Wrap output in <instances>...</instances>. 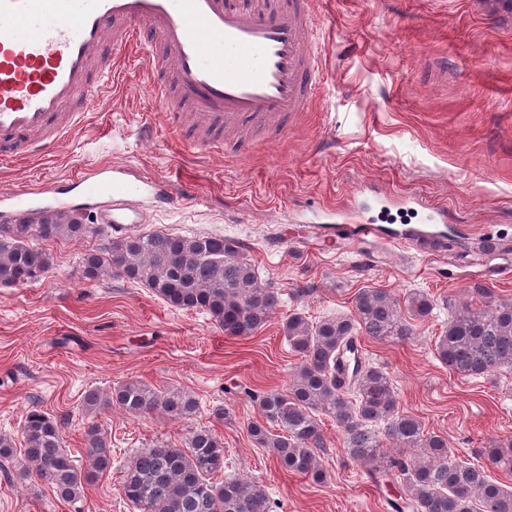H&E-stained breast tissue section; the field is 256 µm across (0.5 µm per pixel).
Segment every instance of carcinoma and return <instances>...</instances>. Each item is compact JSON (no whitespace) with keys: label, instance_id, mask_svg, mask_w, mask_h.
Returning <instances> with one entry per match:
<instances>
[{"label":"carcinoma","instance_id":"cac0c4a2","mask_svg":"<svg viewBox=\"0 0 512 512\" xmlns=\"http://www.w3.org/2000/svg\"><path fill=\"white\" fill-rule=\"evenodd\" d=\"M103 234L68 215L41 216L33 224H0V285L17 286L44 275L49 253L36 247L48 239L77 240ZM81 276L98 285L122 277L151 289L168 305L202 310L231 337L250 336L266 325L280 304L279 292L264 284L240 246L222 235L184 237L141 232L109 238L87 251ZM474 291L482 307H461L438 337L435 351L448 370L467 377L512 369V302L492 299L480 283ZM354 313L310 324L293 315L283 324L288 347L301 355L287 390L261 396L263 421L250 424L258 448H272L280 465L321 484L326 473L317 459L324 447L319 415L344 432L350 459L373 474L402 479L400 512H512V490L487 475L482 466L448 451V439L424 431L421 421L399 411L389 376L358 349V337L404 341L416 322L430 316L433 300L416 291L399 300L386 288H361ZM118 406L131 415L164 411L184 419L197 409L187 392H159L137 380L107 396L88 392L86 415L95 418ZM21 475H35L64 501L81 499L85 489L112 465V446L96 424L84 433L86 465L63 448L62 424L37 408L23 422ZM389 441L395 451L384 448ZM494 466L512 472V445L486 449ZM224 469V442L210 429L191 433L187 446L161 444L138 453L122 476L120 495L134 512H272L269 493L249 477L215 480Z\"/></svg>","mask_w":512,"mask_h":512}]
</instances>
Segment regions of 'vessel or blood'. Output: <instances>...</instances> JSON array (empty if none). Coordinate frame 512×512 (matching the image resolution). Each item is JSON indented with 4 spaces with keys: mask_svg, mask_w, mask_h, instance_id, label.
<instances>
[{
    "mask_svg": "<svg viewBox=\"0 0 512 512\" xmlns=\"http://www.w3.org/2000/svg\"><path fill=\"white\" fill-rule=\"evenodd\" d=\"M135 52L153 100L173 126L191 130L197 153L223 148L222 133L280 128L309 111L322 74L321 43L307 0L258 13L241 0H0V157L37 155L64 141ZM81 196L120 208L108 223L122 235L143 224L133 188L111 167L80 176ZM416 246L433 258L444 230L382 233L341 221L310 247L340 241Z\"/></svg>",
    "mask_w": 512,
    "mask_h": 512,
    "instance_id": "b4317fda",
    "label": "vessel or blood"
}]
</instances>
